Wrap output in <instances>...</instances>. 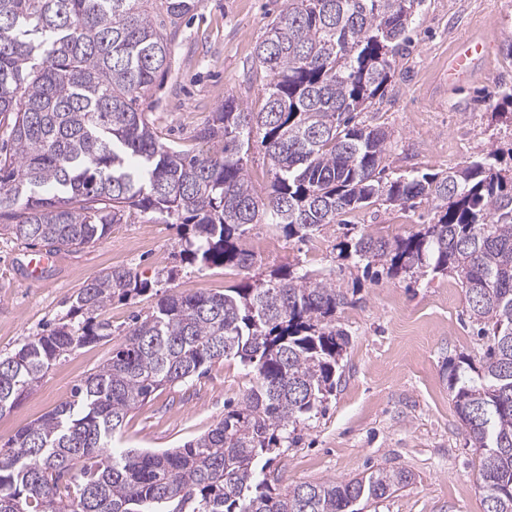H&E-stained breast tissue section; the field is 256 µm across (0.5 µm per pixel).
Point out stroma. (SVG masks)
Returning <instances> with one entry per match:
<instances>
[{"label":"stroma","instance_id":"1","mask_svg":"<svg viewBox=\"0 0 512 512\" xmlns=\"http://www.w3.org/2000/svg\"><path fill=\"white\" fill-rule=\"evenodd\" d=\"M283 0H202L197 10L167 27L169 69L143 102L162 141L194 152L215 150L197 131L225 97L251 110L263 104L267 81L254 51ZM483 37L490 66L460 88L442 81L453 44ZM410 43L398 58L382 100L363 113L367 125L392 133L388 164L399 175H422L466 165L497 151L512 166V120L499 115V92L512 86V0H422L410 27ZM428 206H381L351 216L378 237L407 235L432 223ZM346 226L330 224L300 242L267 224L249 225L239 245L273 239L275 254H255L250 272L200 268L181 259L184 243L173 224L136 215L113 225L96 243L56 253L41 280L27 263L42 252L0 235V355L13 353L46 323L63 316L71 295L115 265L153 283V291L113 300L101 318L112 337L75 349L59 360L13 409L0 413V446L70 396L73 386L109 358L124 341L134 316H147L157 293L221 290L293 265L330 277L348 297L337 319L349 333L341 384L324 410L298 426L296 442L269 464L279 488L300 482L344 481L377 468L410 471V485L369 503L363 512H483L476 485L479 454L467 445L448 387V364L476 356L458 278H390L337 258ZM253 379L234 359L213 363L186 383L156 393L132 410L114 440L118 449L162 450L197 438L251 387Z\"/></svg>","mask_w":512,"mask_h":512}]
</instances>
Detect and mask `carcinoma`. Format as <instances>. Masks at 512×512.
Returning <instances> with one entry per match:
<instances>
[{
    "instance_id": "obj_1",
    "label": "carcinoma",
    "mask_w": 512,
    "mask_h": 512,
    "mask_svg": "<svg viewBox=\"0 0 512 512\" xmlns=\"http://www.w3.org/2000/svg\"><path fill=\"white\" fill-rule=\"evenodd\" d=\"M421 0H284L255 50L270 80L253 112L227 97L197 139L162 142L141 100L171 58L163 22L200 0H0V232L49 252L80 249L114 224L155 214L183 229L186 260L247 269L238 240L272 224L304 241L373 206L426 203L434 222L391 239L358 231L339 256L388 276L454 275L478 326V362L448 366L484 512H512V174L491 151L445 173L388 177L391 134L357 120L383 99ZM272 180L246 170L252 144ZM149 284L114 266L67 313L0 356V413L50 366L112 336V300ZM346 294L279 268L220 291L166 294L68 400L0 448V512H362L406 487L403 468L346 481L272 487L271 454L336 390L349 334ZM234 358L255 377L201 436L162 452L112 453L133 409L208 364Z\"/></svg>"
}]
</instances>
